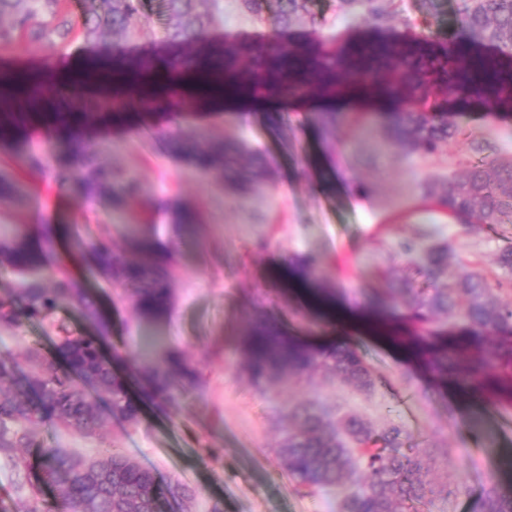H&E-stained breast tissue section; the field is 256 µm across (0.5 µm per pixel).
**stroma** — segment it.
Wrapping results in <instances>:
<instances>
[{
	"mask_svg": "<svg viewBox=\"0 0 512 512\" xmlns=\"http://www.w3.org/2000/svg\"><path fill=\"white\" fill-rule=\"evenodd\" d=\"M144 15L132 18L136 38L120 33L87 42L76 37L47 45L22 38L0 48V73L15 72L9 123L30 112L26 79L38 76L47 88L84 93L81 76L44 75L41 65L61 61L80 68L89 58H149L165 53L162 0H145ZM222 13L207 33L209 42L256 40L277 32L271 17L257 21L237 0H220ZM326 21H300L280 34L288 44L309 43L318 55L372 39L371 31L337 19L336 0H316ZM334 110L352 115L336 136L320 137L313 112ZM448 118L464 134L425 159L403 157L388 146L379 107L361 94L330 101L325 90L309 85L305 99L280 98L274 107L243 114L188 109L166 119L145 111L131 126L100 127L89 138L99 159L134 173L146 192L127 210L146 213L157 239L176 241L170 306L166 317L150 324L130 305L113 302V283L91 277L92 295L112 320L104 346L117 377L130 368L160 362L162 352L178 351L198 376L196 389L175 409L145 406L137 421L104 414L103 425L86 437L46 420L36 425L48 445L94 457L121 449L141 467L190 485L198 492L194 512H338L337 504L353 481L317 495L299 493L277 454L288 422L287 409L310 400L353 411L378 425L401 424L409 444L424 454L426 479L434 488L420 512H472L499 465L512 458V388L448 389L428 362L415 359L402 341L411 329L388 316L377 331L387 278L403 275L395 252L401 240H442L451 249V268L483 276L496 285L503 276L495 264L500 248L512 240V226L496 231L465 232L463 223L424 204L419 185L429 178L461 174L477 155L512 156V113L484 112L481 106L449 103ZM181 128L202 139L229 138L240 143V168L261 153L275 166L272 177L244 186L201 175L189 162L163 154L149 136L150 127ZM10 150H0L4 169L15 175L24 203L0 199V225L49 223L53 214L78 224L83 233L124 246V233L99 206L81 207L69 199L47 171L11 164ZM187 206L207 224L218 258L207 257L196 241L177 239L168 222L171 208ZM314 260L317 278L328 297L333 322L307 305L299 288L283 287L274 274L284 264ZM283 309L290 333L313 340L346 341L356 347L379 385L372 395L349 384L325 380L313 372L301 381L281 379L257 388L240 365V340L249 331L254 308ZM52 323L32 321L23 327L0 324V355H12L19 372H27V354L53 353ZM492 419L493 434L463 438L474 420Z\"/></svg>",
	"mask_w": 512,
	"mask_h": 512,
	"instance_id": "stroma-1",
	"label": "stroma"
}]
</instances>
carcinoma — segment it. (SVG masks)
Wrapping results in <instances>:
<instances>
[{"mask_svg":"<svg viewBox=\"0 0 512 512\" xmlns=\"http://www.w3.org/2000/svg\"><path fill=\"white\" fill-rule=\"evenodd\" d=\"M218 0H163L173 24L165 40L178 49L170 59L130 63L135 75L146 72L159 86L151 99L128 97L124 110L147 107L177 112L197 99L207 104L240 85L238 64L248 61L254 76L275 93L299 96L313 70L310 51L287 43L239 42L227 47H209L181 52L182 46L201 41L215 20L205 7ZM241 8L263 19L275 3L278 27L287 29L305 19L323 23L311 10L313 0H239ZM403 0H338V10L354 22L374 31L384 30ZM143 0H80V16L68 19L67 0H0V17H12L9 27L0 25V45L28 35L35 41L54 43L76 35L91 41L99 34L120 30L132 37L130 20L142 14ZM453 25L433 32L429 45H363L351 55L328 58L321 70L325 89L333 96L347 95L380 85V92L393 112L385 133L387 140L406 156H428L462 134L448 124V102L477 101L505 111L512 110V70L501 60L512 59V0H457ZM467 35L495 49V58L474 55L463 69L457 68L456 39ZM64 111L51 112L53 125L63 135H53L35 151L27 148L24 130L0 133L1 145L15 147L16 163L22 167L47 165L55 180L68 188L81 204L103 205L115 224L127 225L122 203L142 194L137 177L123 169L107 167L88 146L76 144L67 134L73 125L96 126L105 115L102 98L75 94L63 104ZM336 113L319 112L316 122L324 134L336 132ZM166 153L193 164L201 174L224 179L227 163L240 153V146L221 138L196 139L183 131L164 135ZM422 195L451 216L469 217V231L493 230L512 224V160L484 157L462 175L426 180ZM179 236L201 240L206 225L190 209L170 213ZM39 246L17 232L0 239V266L23 278L20 288L0 297V321L22 326L31 320H51L60 303L77 309L88 332H74L64 324L55 343L57 358L31 356L32 370L21 384L15 383L17 366L0 356V455L14 461L18 484L31 489L27 512H84L90 503L95 512H175L193 501L191 487L141 468L119 451L107 449L97 459L105 476L80 468L79 455L44 445L34 425L54 419L63 426L91 435L101 426L100 406L112 416L134 421L142 401L132 396L129 383L120 380L112 361L102 353L111 334L103 309L90 298L84 279L71 272L57 254L58 241L71 239L72 255L88 270L117 284L121 298L130 302L140 317L162 319L167 312L171 265L148 246L149 239L127 236L128 248L81 234L70 224L41 225ZM405 267L422 278L414 288L407 279L391 281L387 300L410 296L406 322L419 337L425 336L438 314L459 322V342L433 343L427 349L430 363L443 375L481 385L489 370L502 361H512V307L495 301L486 281L474 274H448V243L405 242L401 245ZM496 264L512 286V243L501 248ZM242 366L252 382L262 388L269 381L288 375L301 379L312 370L347 382L357 391L371 394L377 381L358 350L347 343L315 344L283 331L274 317L258 311L242 346ZM151 402L176 405L194 388L198 378L177 352L163 356L160 364L131 374ZM288 433L278 455L288 476L307 494L337 486L360 473L362 481L342 500L341 512H416L415 505L434 494L423 479V458L404 448L406 430L398 424L378 426L348 413L336 419L321 404L309 402L288 410ZM24 450L25 456L16 452ZM54 492L42 497V487ZM473 512H512V493L493 479L476 502Z\"/></svg>","mask_w":512,"mask_h":512,"instance_id":"carcinoma-1","label":"carcinoma"}]
</instances>
